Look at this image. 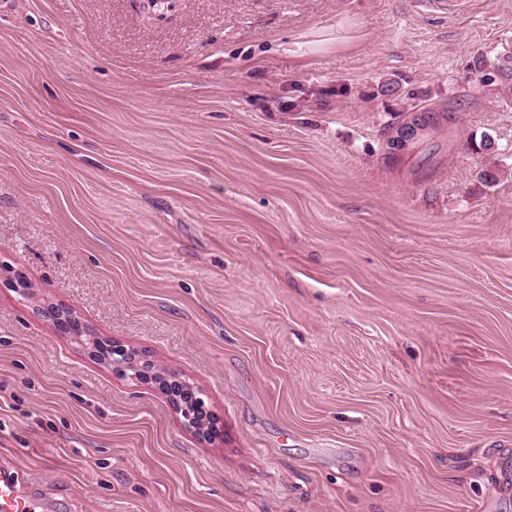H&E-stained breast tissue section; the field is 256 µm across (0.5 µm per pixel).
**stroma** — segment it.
<instances>
[{
  "instance_id": "1",
  "label": "stroma",
  "mask_w": 512,
  "mask_h": 512,
  "mask_svg": "<svg viewBox=\"0 0 512 512\" xmlns=\"http://www.w3.org/2000/svg\"><path fill=\"white\" fill-rule=\"evenodd\" d=\"M446 2L0 0V459L68 512H512V0ZM42 314L47 320L52 321L59 327L63 333H73V337L77 343L82 346H88L89 342L87 336L79 330L73 332V328L75 327L74 321H77V319L69 308L57 305L49 306L42 310ZM112 343L111 349L109 346H106L108 345L106 341L101 340V343H97L96 340L92 342V348L100 354L99 361L109 363L112 369L123 377L134 378L140 383H152L150 375H155L156 372H159L156 361L148 358L149 356L141 351L128 350L121 344ZM115 352L120 353L121 359H115ZM129 353L135 355L132 360H126ZM165 387L168 390V395H172L177 399V401L171 399L169 400L171 401V404L175 409L176 414L182 417L183 424L186 427L193 428L198 433L199 436L205 439H210L211 435L209 434L211 432L207 433L205 429H199L198 427L192 425V423L194 422V417L196 416L197 408L200 407L202 404H205L204 399L200 397L199 400L195 401L193 405L183 404L194 401L196 393L193 389L189 388L186 385H174V383H172L171 385L166 384Z\"/></svg>"
}]
</instances>
